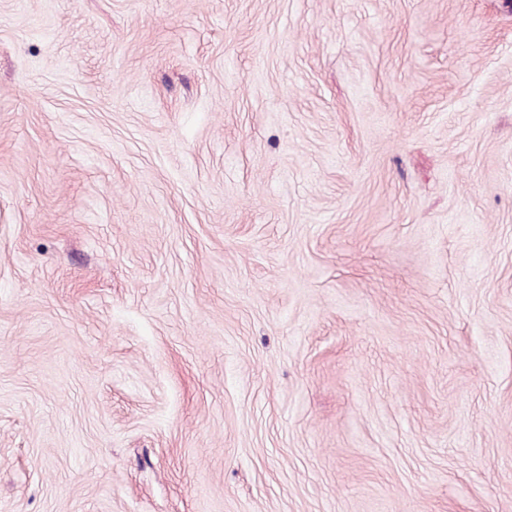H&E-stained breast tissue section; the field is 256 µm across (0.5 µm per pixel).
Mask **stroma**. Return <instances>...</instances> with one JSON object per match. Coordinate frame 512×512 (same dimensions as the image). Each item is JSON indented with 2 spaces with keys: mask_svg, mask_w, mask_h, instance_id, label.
<instances>
[{
  "mask_svg": "<svg viewBox=\"0 0 512 512\" xmlns=\"http://www.w3.org/2000/svg\"><path fill=\"white\" fill-rule=\"evenodd\" d=\"M0 512H512V0H0Z\"/></svg>",
  "mask_w": 512,
  "mask_h": 512,
  "instance_id": "35a3bbf8",
  "label": "stroma"
}]
</instances>
